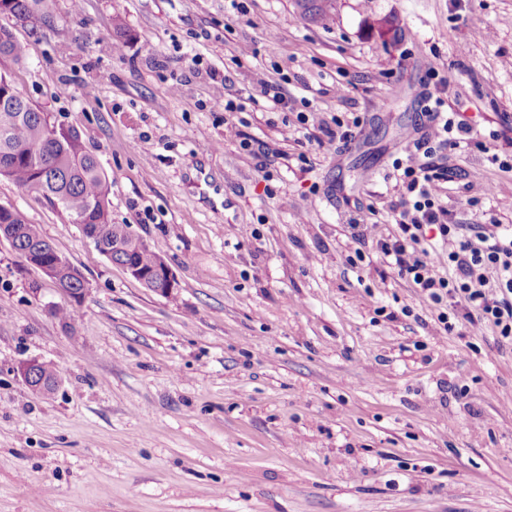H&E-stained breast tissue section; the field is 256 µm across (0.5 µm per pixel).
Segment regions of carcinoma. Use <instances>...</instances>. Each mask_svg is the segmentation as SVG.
Returning a JSON list of instances; mask_svg holds the SVG:
<instances>
[{"label": "carcinoma", "instance_id": "1", "mask_svg": "<svg viewBox=\"0 0 512 512\" xmlns=\"http://www.w3.org/2000/svg\"><path fill=\"white\" fill-rule=\"evenodd\" d=\"M51 0H0L14 13L35 11L39 18L49 17ZM300 17L321 24L331 15V3L323 0H295ZM0 55L19 63L25 46L16 38L0 43ZM8 75L0 73V177L24 189L42 192L58 203L73 218L84 224H110L107 197L109 181L96 158L83 145L73 129L52 140L55 130L36 112L14 109V85L6 84ZM0 224H18L20 248L31 249L43 243L38 225L22 216L14 219L0 214Z\"/></svg>", "mask_w": 512, "mask_h": 512}]
</instances>
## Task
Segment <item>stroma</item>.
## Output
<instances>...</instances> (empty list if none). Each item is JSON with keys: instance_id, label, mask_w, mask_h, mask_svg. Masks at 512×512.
Instances as JSON below:
<instances>
[{"instance_id": "35a3bbf8", "label": "stroma", "mask_w": 512, "mask_h": 512, "mask_svg": "<svg viewBox=\"0 0 512 512\" xmlns=\"http://www.w3.org/2000/svg\"><path fill=\"white\" fill-rule=\"evenodd\" d=\"M246 6L54 0L35 29L0 16L26 47L0 71L78 132L113 223L178 280L144 288L60 205L0 178V205L88 288L74 301L0 241V512H512V341L444 332L348 226L370 205L374 238L393 232V163L423 134L437 56L448 102L488 139L439 154L440 202L453 223L512 230V171L490 160L512 152V0H335L323 27L294 0ZM262 78L292 109L270 107ZM352 114L354 138L324 142ZM31 359L58 368L53 394L24 384Z\"/></svg>"}]
</instances>
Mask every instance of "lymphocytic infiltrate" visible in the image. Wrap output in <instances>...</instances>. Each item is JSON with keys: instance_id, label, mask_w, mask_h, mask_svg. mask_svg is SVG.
I'll use <instances>...</instances> for the list:
<instances>
[{"instance_id": "1", "label": "lymphocytic infiltrate", "mask_w": 512, "mask_h": 512, "mask_svg": "<svg viewBox=\"0 0 512 512\" xmlns=\"http://www.w3.org/2000/svg\"><path fill=\"white\" fill-rule=\"evenodd\" d=\"M441 70L438 62L429 68L434 90L424 99L427 132L406 143L404 158L396 162L405 188L397 229L378 239L376 248L423 300L438 308L444 331H453L460 321L474 328L490 324L500 336L512 339V233L487 224L453 223L438 202L448 169L436 163L437 152L463 144L485 147L443 98ZM491 269L497 274L493 282L487 278Z\"/></svg>"}]
</instances>
